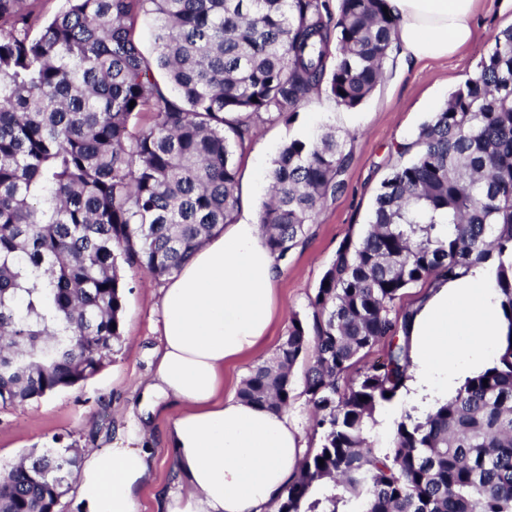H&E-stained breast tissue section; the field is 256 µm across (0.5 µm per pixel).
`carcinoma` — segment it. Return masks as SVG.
Segmentation results:
<instances>
[{"label":"carcinoma","mask_w":512,"mask_h":512,"mask_svg":"<svg viewBox=\"0 0 512 512\" xmlns=\"http://www.w3.org/2000/svg\"><path fill=\"white\" fill-rule=\"evenodd\" d=\"M39 1L0 0L1 407L94 376L123 341L118 260L156 279L178 271L234 223V148L255 120L287 121L324 90L362 104L399 22L386 0H337L334 11L329 0H64L48 18ZM344 145L329 128L273 160L259 224L277 260L344 192ZM390 151L407 161L382 181L366 228L343 239L310 311L291 317L275 358L240 390L286 409L291 369L309 358L320 446L277 512H340L348 496L360 512H512V331L448 403L406 415L389 452L366 434L409 378V308L395 310L405 289L492 259L512 313V27ZM379 344L382 359L347 379ZM77 464L67 448L28 455L0 476V512H51Z\"/></svg>","instance_id":"1"}]
</instances>
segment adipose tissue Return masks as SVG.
Here are the masks:
<instances>
[{"mask_svg":"<svg viewBox=\"0 0 512 512\" xmlns=\"http://www.w3.org/2000/svg\"><path fill=\"white\" fill-rule=\"evenodd\" d=\"M405 64L454 56L472 42L479 0H387ZM282 266L256 213L205 239L162 290V327L151 376L127 412L125 443L86 455L78 479L81 512H141L152 484L143 443L174 404L165 433L176 490L159 512H277L298 476L303 438L287 411L224 394V368L260 349L276 315ZM494 267L481 263L433 282L408 330L412 379L408 403L430 411L460 377L484 370L512 320Z\"/></svg>","mask_w":512,"mask_h":512,"instance_id":"1","label":"adipose tissue"}]
</instances>
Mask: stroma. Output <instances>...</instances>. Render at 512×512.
<instances>
[{"label":"stroma","mask_w":512,"mask_h":512,"mask_svg":"<svg viewBox=\"0 0 512 512\" xmlns=\"http://www.w3.org/2000/svg\"><path fill=\"white\" fill-rule=\"evenodd\" d=\"M475 40L448 59L427 60L407 68L393 64L372 95L351 109L354 126L339 117V105L320 95L288 121L257 122L255 132L234 159L246 176L240 181L241 206L260 208L268 189V174L280 146L288 141L312 139L323 127L345 135L346 190L328 198L313 224L308 225L301 247L284 261L276 289L278 316L265 346L224 369L225 395H238L251 369L271 360L284 340L293 315L304 314L309 299L340 242L362 232L381 182L395 165L393 141L415 133L449 94L473 73L494 36L512 26V0H481ZM129 287L123 313L124 340L114 346L100 371L85 382L47 394L22 406L0 409V471L31 451L60 446L78 454L111 449L127 408L137 402L135 384L153 369L152 350L158 343L160 290L164 280L154 279L138 266L122 265ZM306 360L291 370L293 399L288 407L302 431L305 446L317 448L319 434L312 428V412L304 393Z\"/></svg>","instance_id":"obj_1"}]
</instances>
